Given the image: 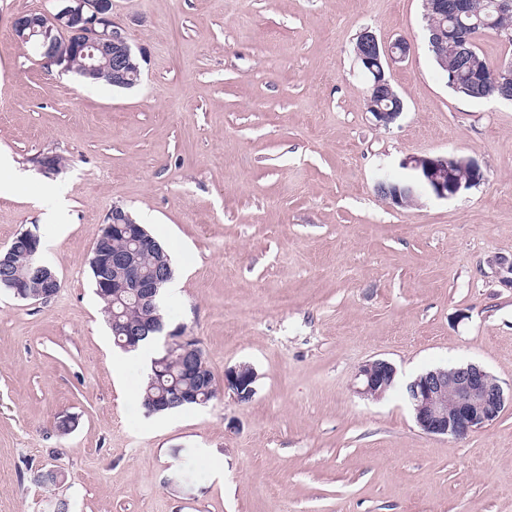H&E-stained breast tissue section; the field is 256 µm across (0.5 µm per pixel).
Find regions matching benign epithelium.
Masks as SVG:
<instances>
[{
  "label": "benign epithelium",
  "mask_w": 512,
  "mask_h": 512,
  "mask_svg": "<svg viewBox=\"0 0 512 512\" xmlns=\"http://www.w3.org/2000/svg\"><path fill=\"white\" fill-rule=\"evenodd\" d=\"M424 15L435 19L425 26L428 49L435 52L443 67H448V48L457 50L466 65L475 63L476 36L490 22L477 18L448 34V16L457 19L474 15L472 0H423ZM15 39L20 43L35 42L45 62L69 69L66 56L61 54V38L68 39L82 58V75L93 77L105 70L112 76V84L119 87L140 83L141 68L133 66L132 58H144L143 51H135L128 42L125 30L112 20V0H58L52 12H22L12 22ZM412 46L404 38L386 46L379 42L373 31L366 29L358 36L356 58L373 75V92L366 98V110L377 124L388 126L403 111V103L393 88L387 71L405 60ZM498 91L497 99L512 101V60L501 63L493 74ZM403 166L412 171L404 182L378 181L377 191L394 205L419 201L423 195L438 199H452L468 187L482 181L479 167L463 158L444 155H413ZM462 170L470 178L462 180L456 172ZM104 230L120 232L131 246L117 252L94 247L93 262L104 270L98 279V290L110 287L131 295L136 302L155 311L149 322L130 323L113 319L115 335L126 337L125 345L133 347L150 332H166V347L162 357L154 361V370L163 372L170 358L181 349L188 355L192 373H204L206 357L198 340L186 334L184 327L165 330L160 314L156 313L155 297L170 278L168 259L163 249L137 224L131 214L115 206L107 217ZM32 248L26 257L38 263L41 282L26 292L19 288L14 294L25 300L47 301L54 297L61 283L55 271L41 263L40 236L32 231L22 232ZM153 258L154 274L146 276L142 256ZM502 282L512 287V260L494 257L490 260ZM395 368L386 360H373L359 370L362 387L360 393L380 397L393 386ZM257 380L255 369L246 363L224 370V389L237 398H252ZM409 400L416 424L427 434L462 439L496 421L512 393H506L498 379L484 367L475 363H460L451 368H435L418 375L408 386Z\"/></svg>",
  "instance_id": "1"
}]
</instances>
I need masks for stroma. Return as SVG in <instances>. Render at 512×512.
<instances>
[{
    "label": "stroma",
    "mask_w": 512,
    "mask_h": 512,
    "mask_svg": "<svg viewBox=\"0 0 512 512\" xmlns=\"http://www.w3.org/2000/svg\"><path fill=\"white\" fill-rule=\"evenodd\" d=\"M53 7L0 0V153L28 175L0 193V253L36 232L61 282L39 302L0 287V512H512V406L456 440L418 428L406 393L463 362L512 385V288L487 264L512 256V103L448 87L422 0H113L146 54L131 89L14 41L15 14ZM366 28L412 45L386 127L353 53ZM44 153L58 174L35 166ZM413 155L471 159L484 178L392 205L377 182L408 177ZM116 205L170 254L171 324L216 382L252 365L251 400L221 390L150 415L129 395L148 370L117 369L89 267ZM374 359L397 374L367 398L357 373ZM47 469L63 482L40 484Z\"/></svg>",
    "instance_id": "obj_1"
}]
</instances>
